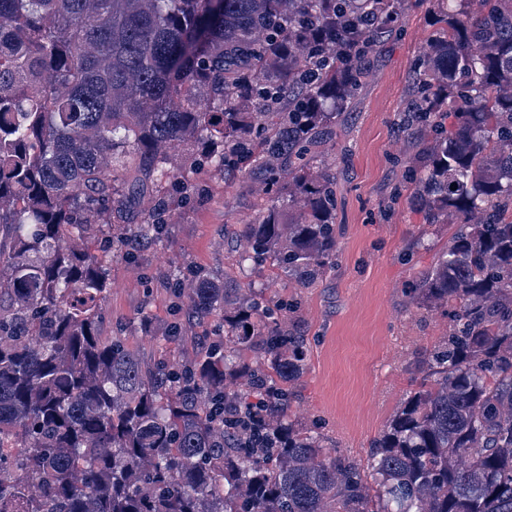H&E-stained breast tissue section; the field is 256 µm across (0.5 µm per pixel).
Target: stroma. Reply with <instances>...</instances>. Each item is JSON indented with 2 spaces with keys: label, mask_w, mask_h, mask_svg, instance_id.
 <instances>
[{
  "label": "stroma",
  "mask_w": 512,
  "mask_h": 512,
  "mask_svg": "<svg viewBox=\"0 0 512 512\" xmlns=\"http://www.w3.org/2000/svg\"><path fill=\"white\" fill-rule=\"evenodd\" d=\"M433 5L406 0L396 35L376 48L353 112L331 139L324 161L336 171L340 231L336 263L319 283L298 287L269 265L241 269L238 241L224 228L255 217L264 199L251 193V179L218 182L132 255L103 252L99 232L80 238L109 273L99 306L102 339L125 337L148 365L193 358L215 336L216 320L179 309L174 275L199 267L231 286L255 282L265 299L294 306V328L307 344L291 414L320 428L326 455L366 460L372 440L413 389L424 348L449 324L444 309L411 303L414 270L437 262L448 230L424 235L426 217L410 202L406 138L398 131L414 61L433 32ZM175 329L186 332L187 344L170 341Z\"/></svg>",
  "instance_id": "35a3bbf8"
}]
</instances>
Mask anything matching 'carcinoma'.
<instances>
[{
  "mask_svg": "<svg viewBox=\"0 0 512 512\" xmlns=\"http://www.w3.org/2000/svg\"><path fill=\"white\" fill-rule=\"evenodd\" d=\"M405 0H0V512H512V0H435L404 113L412 201L453 229L415 272L450 308L367 465L321 459L292 420L303 340L202 269L181 306L224 327L179 368L100 337L107 268L68 241L112 225L127 255L176 206L258 173L236 225L302 288L336 262V172L312 160ZM253 353L255 362L243 358ZM273 399L272 443L221 406Z\"/></svg>",
  "mask_w": 512,
  "mask_h": 512,
  "instance_id": "obj_1",
  "label": "carcinoma"
}]
</instances>
